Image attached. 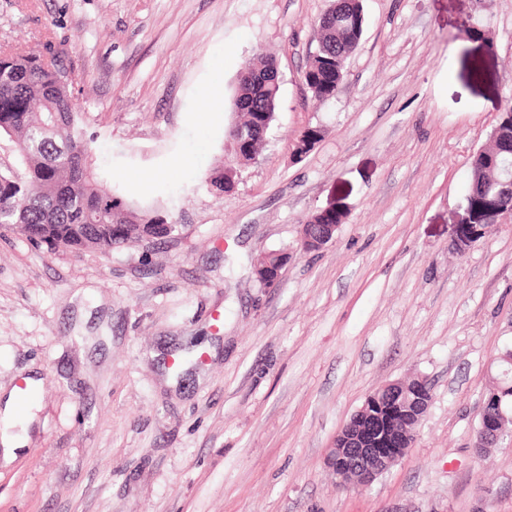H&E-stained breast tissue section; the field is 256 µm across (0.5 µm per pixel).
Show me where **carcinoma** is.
I'll list each match as a JSON object with an SVG mask.
<instances>
[{
  "instance_id": "carcinoma-1",
  "label": "carcinoma",
  "mask_w": 512,
  "mask_h": 512,
  "mask_svg": "<svg viewBox=\"0 0 512 512\" xmlns=\"http://www.w3.org/2000/svg\"><path fill=\"white\" fill-rule=\"evenodd\" d=\"M336 12L364 29L359 0H336ZM321 44L310 53L303 73L305 86L318 101L336 97L344 82L348 58L357 44L347 30L322 26ZM270 56H256L244 69L250 78L239 81L234 98H246L258 111L274 112L280 87L259 77L270 72ZM72 69L38 51L0 48V136L14 142L18 165L0 169V229H17L28 240L52 250L87 248L110 252L147 237L162 239L153 226L165 224L161 215H138L127 209L92 170L93 139L87 137L76 102ZM512 160V120L494 125L490 145L470 162L468 190L512 203L500 190L502 167Z\"/></svg>"
}]
</instances>
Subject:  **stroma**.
<instances>
[{"label":"stroma","mask_w":512,"mask_h":512,"mask_svg":"<svg viewBox=\"0 0 512 512\" xmlns=\"http://www.w3.org/2000/svg\"><path fill=\"white\" fill-rule=\"evenodd\" d=\"M331 3L0 0V47L79 73L95 172L176 226L109 253L0 230V387L42 378L0 512H512V446L473 450L512 347V223L451 252L469 158L512 102V0H362L343 89L319 102L301 71ZM257 52L280 101L241 166L232 93ZM217 168L232 191L208 184ZM327 207L334 240L299 251ZM283 247L262 287L254 261ZM414 375L432 400L412 447L369 487L337 485L336 434ZM334 216L336 217L334 209L320 210L311 214L305 224L300 225L298 241L305 252L322 250L333 241L336 229L340 226V224L330 223V219ZM313 224H327L328 231L321 234L314 233L311 229ZM279 254V260L270 262L266 260L263 264H256L255 275L257 281L265 288H275L279 285L282 277V270L288 263V254Z\"/></svg>","instance_id":"obj_1"}]
</instances>
